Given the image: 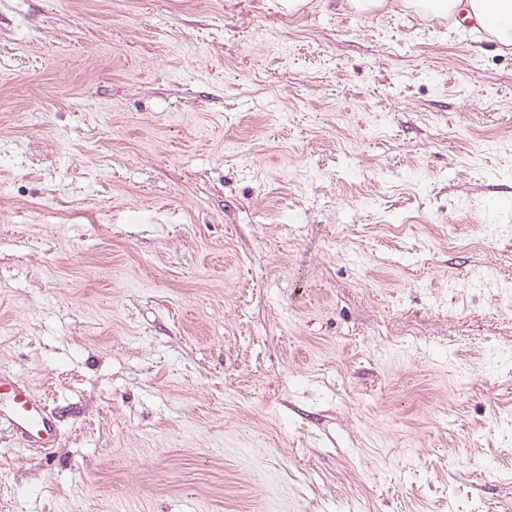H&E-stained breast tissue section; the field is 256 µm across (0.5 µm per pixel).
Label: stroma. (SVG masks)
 Segmentation results:
<instances>
[{"mask_svg":"<svg viewBox=\"0 0 512 512\" xmlns=\"http://www.w3.org/2000/svg\"><path fill=\"white\" fill-rule=\"evenodd\" d=\"M512 46L404 0H0V512H512ZM57 421L55 412L26 382L0 372V430L49 456L61 439Z\"/></svg>","mask_w":512,"mask_h":512,"instance_id":"stroma-1","label":"stroma"}]
</instances>
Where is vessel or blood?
<instances>
[{"instance_id":"obj_1","label":"vessel or blood","mask_w":512,"mask_h":512,"mask_svg":"<svg viewBox=\"0 0 512 512\" xmlns=\"http://www.w3.org/2000/svg\"><path fill=\"white\" fill-rule=\"evenodd\" d=\"M0 430L46 454L61 439L55 412L26 382L6 372H0Z\"/></svg>"}]
</instances>
